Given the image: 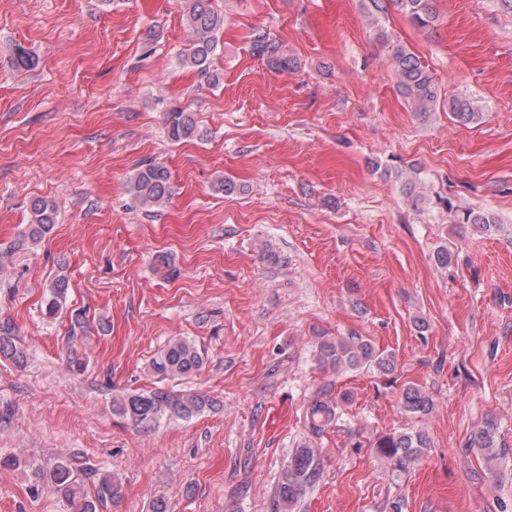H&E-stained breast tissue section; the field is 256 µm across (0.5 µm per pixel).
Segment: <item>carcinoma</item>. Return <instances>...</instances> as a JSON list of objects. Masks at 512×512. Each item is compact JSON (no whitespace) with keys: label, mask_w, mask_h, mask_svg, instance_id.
<instances>
[{"label":"carcinoma","mask_w":512,"mask_h":512,"mask_svg":"<svg viewBox=\"0 0 512 512\" xmlns=\"http://www.w3.org/2000/svg\"><path fill=\"white\" fill-rule=\"evenodd\" d=\"M365 12L375 18L388 13L389 7L406 15L421 29L435 26L437 12L434 0H362ZM214 0H186V10L193 31V44L182 55L181 62L198 71L208 83L218 81L217 73L211 70L212 60L218 44V34L224 27V15L213 6ZM252 53L267 61L274 69H293L295 60L285 55L280 44L265 33H258L252 42ZM391 66L396 78L399 94L414 105L417 112L426 113L438 104V88L433 76L420 58L401 44L391 47ZM38 61L23 46L17 45L10 58V66L16 70H31ZM448 112L462 123H471L481 118L474 101L465 96L448 99ZM165 127L169 140L173 142L203 140L207 131L201 128L192 112L174 109L166 113ZM129 192L142 206L153 208L165 205L173 194V182L167 167L144 161L135 169L129 181ZM437 205L448 211L455 224H470L476 230L491 234L499 229L498 217L485 210H475L455 204L450 196L436 195ZM30 220L14 244L20 250L49 234L57 224V208L54 203L35 198L31 201ZM70 283L65 278L56 280L48 289L44 299L45 315L55 316L65 301ZM318 361L323 366L336 370L358 369L374 366L381 372H389L394 366L390 354L378 353L372 344L361 336L326 338L317 349ZM0 356L21 363L26 358L25 350L7 336H0ZM204 354L191 340L178 338L169 341L150 364V372L159 385L139 393L123 395L113 400V411L135 425L148 426L163 418L188 419L215 406L216 401L207 394L191 391H174L162 386L165 381L182 380L204 364ZM403 409L412 414H426L432 408L430 398L418 387L409 385L401 397ZM338 401L326 388L319 389L304 411V424L315 437L322 436L339 420ZM427 438L420 432H399L383 436L374 445L376 456L390 470L391 478L398 480L410 465L420 459ZM470 447L476 448L484 457L488 470H497L500 460V444L497 424L488 420L474 435ZM322 460L320 451L308 444L294 449L287 468L281 473L276 495L272 503L273 512H293L298 499L320 478ZM65 500L68 512H97L98 507L122 500L125 486L120 476L105 473L98 476L93 491L85 489L84 480L75 473L67 460L61 459L48 473L40 474Z\"/></svg>","instance_id":"obj_1"}]
</instances>
